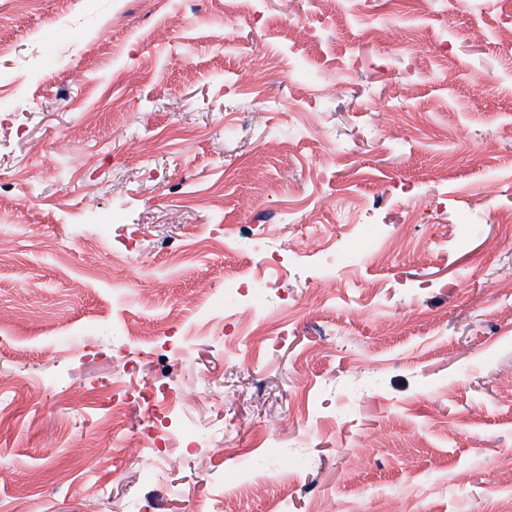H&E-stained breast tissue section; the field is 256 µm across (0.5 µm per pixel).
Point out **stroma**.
Segmentation results:
<instances>
[{"instance_id":"35a3bbf8","label":"stroma","mask_w":512,"mask_h":512,"mask_svg":"<svg viewBox=\"0 0 512 512\" xmlns=\"http://www.w3.org/2000/svg\"><path fill=\"white\" fill-rule=\"evenodd\" d=\"M393 24L430 40L370 37ZM511 31L500 0L420 15L264 0L254 17L230 0L192 17L183 0H0V377L31 384L0 418V512H122L134 496L211 512L220 488L230 512H497L512 492V239L496 220L512 209ZM258 48L281 69L260 70ZM278 97L293 111L269 110ZM323 239L356 261L328 266ZM257 242L279 261V320L244 365L193 288L252 272ZM326 277L335 297L313 302ZM125 359L137 381L177 377L164 397L185 432L149 482L121 449L146 407L131 398L102 427ZM190 429L228 433L239 456ZM373 433L387 446H365Z\"/></svg>"}]
</instances>
